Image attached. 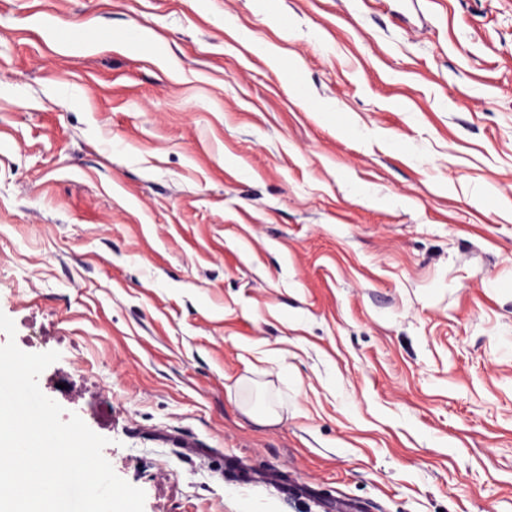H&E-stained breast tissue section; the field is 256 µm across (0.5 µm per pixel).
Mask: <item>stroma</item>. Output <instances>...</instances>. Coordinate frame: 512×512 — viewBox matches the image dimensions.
Returning <instances> with one entry per match:
<instances>
[{"mask_svg": "<svg viewBox=\"0 0 512 512\" xmlns=\"http://www.w3.org/2000/svg\"><path fill=\"white\" fill-rule=\"evenodd\" d=\"M0 312L144 512H512V0H0Z\"/></svg>", "mask_w": 512, "mask_h": 512, "instance_id": "stroma-1", "label": "stroma"}]
</instances>
